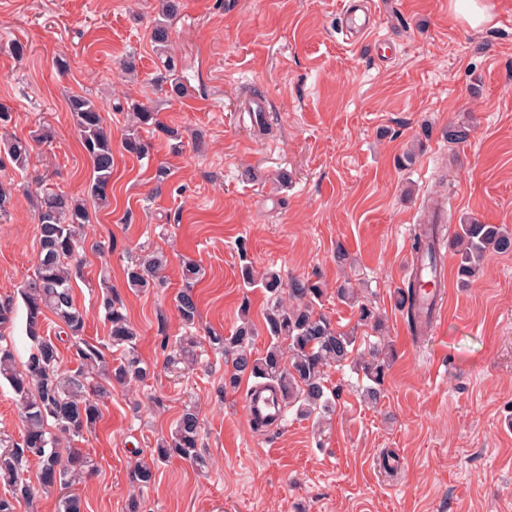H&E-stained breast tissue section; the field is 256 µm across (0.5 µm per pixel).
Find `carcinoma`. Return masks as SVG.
Masks as SVG:
<instances>
[{"mask_svg": "<svg viewBox=\"0 0 512 512\" xmlns=\"http://www.w3.org/2000/svg\"><path fill=\"white\" fill-rule=\"evenodd\" d=\"M180 0H161V13L150 30V42L165 72L168 93L180 98L186 87L178 74L177 64L170 52L171 22L179 15ZM80 136L83 150L92 167L88 196L98 206L110 204L112 197V134L105 125V109L97 101L73 94L68 99ZM130 123L124 134L123 146L133 155L146 153L141 130L151 128L169 140L179 139L174 128L164 124L158 113L139 101L127 104ZM7 153L20 170L29 166L31 154L27 143L14 140L6 143ZM35 219L38 225L39 259L32 274L18 290V296L0 297V340L14 327L18 312H23L25 333L30 342L28 355L20 359L16 351L0 344V379L10 385L24 422L20 440L0 450V512H18L23 504L33 501V488L22 478L23 465L34 461L38 465V483L44 489L72 485L91 470L90 461L76 448L62 455L59 437H80L94 429L102 418L101 404L114 386L144 383L151 370L137 350V334L121 298L112 287L102 291L100 307L109 325L104 341L91 342L85 338L86 318L74 300L76 279L82 277V263L77 259L79 235L90 222V213L82 199L62 192L43 189L37 195ZM424 226L415 234L413 248L429 260L431 270L438 269V259L432 229ZM457 273L461 282L473 277L484 257L490 253L512 252V232L499 224H480L470 221L459 225L456 235ZM167 260L163 253L141 255L127 267L129 287L145 292L164 283L161 271ZM202 268L186 262L181 268L184 288L176 294L175 308L184 334L175 338L174 346L182 359L193 363L197 348L206 344L216 354L224 356L231 369L224 374V389L234 390L241 380L254 379L258 386L273 383L284 398L281 420L288 409L296 416L323 420L335 409L336 391L329 388L326 369L356 361L357 370L369 381L363 393L364 401L376 406L383 398L382 385L386 376V353L374 348L370 358H354L358 350L352 331L332 327L330 321L316 311L324 296L318 281L294 277L288 281V304H283L281 275L268 270L261 276L252 266L241 267L245 288H263L270 293V304L264 314V331L268 338L262 350L254 348L257 331L244 319L234 332L226 336L221 331L207 330L197 335L200 320L193 285L201 278ZM337 299L358 309L359 321L382 330L379 315L359 300L356 290L345 282L336 288ZM395 305L406 310L409 322L429 314V303L410 283L398 289ZM53 314L63 336L52 338L45 334L48 314ZM66 341L73 350L76 367L67 372L61 369L59 342ZM116 348L120 357L113 360L107 351ZM56 433H51L48 427ZM202 419L196 406L187 402L177 417L170 436L156 441L154 460L166 463L179 459L202 470L208 461L200 449Z\"/></svg>", "mask_w": 512, "mask_h": 512, "instance_id": "1", "label": "carcinoma"}]
</instances>
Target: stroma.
<instances>
[{"mask_svg": "<svg viewBox=\"0 0 512 512\" xmlns=\"http://www.w3.org/2000/svg\"><path fill=\"white\" fill-rule=\"evenodd\" d=\"M343 2L181 0L171 26L188 87L179 99L167 96L149 41L158 0H0V101L14 109L0 145L31 146L22 172L0 148V184L12 191L0 217V296L37 261L35 186L87 196L91 166L67 99L90 95L112 130V202L89 208L75 302L87 336H106L100 285L116 288L155 371L147 384L114 389L96 429L74 440L93 469L77 487L84 512H126L133 494L144 512H512V253L489 255L466 288L448 255L449 300L425 334H413L393 299L428 200L452 215L441 242L467 220L512 230V0H494L493 20L477 31L448 0H381L375 32L357 45ZM14 40L27 44L24 59L10 54ZM130 57L133 81L121 72ZM130 97L158 109L179 147L146 132L143 157L125 151L119 107ZM256 98L267 105L261 128L247 110ZM461 123L468 139L448 142ZM280 171L290 179L282 190L272 184ZM340 246L351 268L337 266ZM142 247L168 259L164 285L147 292L124 274ZM186 260L203 269L201 327L227 334L244 313L263 324L268 294L242 287V261L320 281L318 310L334 327L354 331L362 350L391 344L381 403L362 400L361 373L333 367L329 424L291 415L255 429L245 389L223 388V356L203 349L190 371L170 363ZM346 277L385 335L337 300ZM191 400L208 469L174 460L137 487L136 465L150 462ZM389 456L398 469L380 468Z\"/></svg>", "mask_w": 512, "mask_h": 512, "instance_id": "stroma-1", "label": "stroma"}]
</instances>
